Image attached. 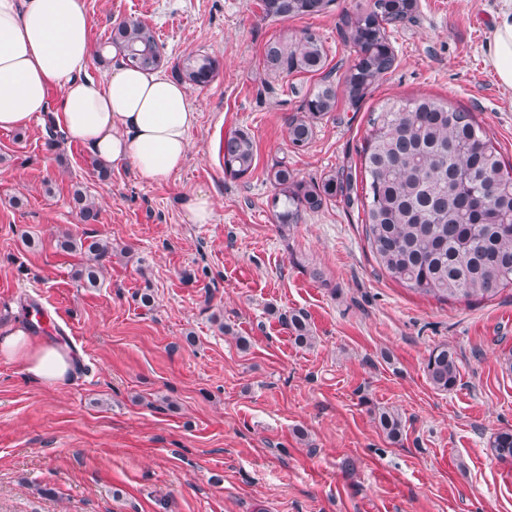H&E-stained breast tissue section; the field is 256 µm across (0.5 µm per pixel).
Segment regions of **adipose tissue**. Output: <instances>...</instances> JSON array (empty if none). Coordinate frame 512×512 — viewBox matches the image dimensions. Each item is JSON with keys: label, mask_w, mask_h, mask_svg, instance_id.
<instances>
[{"label": "adipose tissue", "mask_w": 512, "mask_h": 512, "mask_svg": "<svg viewBox=\"0 0 512 512\" xmlns=\"http://www.w3.org/2000/svg\"><path fill=\"white\" fill-rule=\"evenodd\" d=\"M84 0H0V128L23 130L47 111L71 141L105 163L126 162L146 180L167 182L184 165L197 121L186 87L160 71L122 66L107 81L83 75L91 53ZM500 85L512 90V7L487 44ZM61 91L50 104V88ZM0 357L23 361L47 385L66 380L70 359L24 327L0 333Z\"/></svg>", "instance_id": "ef3b65f1"}]
</instances>
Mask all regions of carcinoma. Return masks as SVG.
<instances>
[{"instance_id":"carcinoma-1","label":"carcinoma","mask_w":512,"mask_h":512,"mask_svg":"<svg viewBox=\"0 0 512 512\" xmlns=\"http://www.w3.org/2000/svg\"><path fill=\"white\" fill-rule=\"evenodd\" d=\"M335 0H264L265 14L279 20L326 12ZM417 0H366L342 16L355 57L344 82L356 107L377 80L391 72L396 56L389 30L416 19ZM125 65L155 70L165 64L153 29L137 20L113 25L107 39ZM326 62L323 42L306 29L275 40L265 49V68L274 75L316 73ZM178 78L205 87L220 69L219 59L189 53L176 65ZM336 109V90L328 77L307 95L302 115L288 124V139L297 150L307 147L315 122ZM224 174L245 176L255 159L252 137L237 131L224 139ZM362 195L354 194L352 174H329L319 182L299 181L284 162L267 173L275 190L273 207L281 224L298 223L303 211H318L338 196L360 202L368 247L383 274L410 290L440 301L486 299L512 288V170L486 130L466 109L429 96L388 102L370 119L362 154ZM73 201L81 220L93 224L98 210L77 188ZM112 258L107 240L90 243L76 278L95 288L105 262ZM288 326L301 345L312 341L306 316L295 312ZM430 384L454 389L458 357L448 345L433 348L426 363ZM379 423L390 438L400 433L399 414L383 408ZM493 455L512 459V430L495 433Z\"/></svg>"}]
</instances>
